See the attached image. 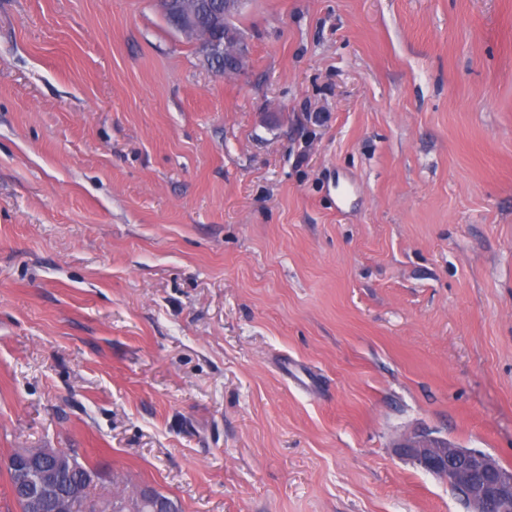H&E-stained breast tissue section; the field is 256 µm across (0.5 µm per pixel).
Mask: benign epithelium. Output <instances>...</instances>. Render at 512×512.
<instances>
[{"mask_svg":"<svg viewBox=\"0 0 512 512\" xmlns=\"http://www.w3.org/2000/svg\"><path fill=\"white\" fill-rule=\"evenodd\" d=\"M163 12L174 16L177 31L198 41L204 56L224 61V69L240 73L246 61V45L241 33L224 28V40L203 36L199 19L209 8L204 0H158ZM405 454L421 468L448 478L467 502L470 512H512V471L499 466L490 456L478 452L452 448L448 441L425 433H415L403 444ZM58 467L45 470L34 456L7 460L16 478V485L30 499V509L42 507L45 500L55 496L67 472V453L55 449Z\"/></svg>","mask_w":512,"mask_h":512,"instance_id":"1","label":"benign epithelium"}]
</instances>
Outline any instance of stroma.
Returning <instances> with one entry per match:
<instances>
[{"label": "stroma", "mask_w": 512, "mask_h": 512, "mask_svg": "<svg viewBox=\"0 0 512 512\" xmlns=\"http://www.w3.org/2000/svg\"><path fill=\"white\" fill-rule=\"evenodd\" d=\"M0 0V455L181 512H468L512 469V0ZM211 11L204 13L202 24L209 32V35L201 36L199 26L200 16L204 10L210 8L209 4L204 0H193L192 6L186 0H158L160 8L163 12L174 16V26L177 31L193 37L198 41L199 47L204 56L212 59H224V69L232 73H240L246 61V45L243 41L241 33L229 29L227 26H217L223 17L217 14L215 23L211 18L213 12L221 9L222 1H224L225 16L229 11L238 10L240 0H211ZM219 35L224 40L220 41L212 36ZM402 448L421 468L448 478L470 512H512V471L489 455L451 448L448 440L425 433L410 435Z\"/></svg>", "instance_id": "1"}]
</instances>
